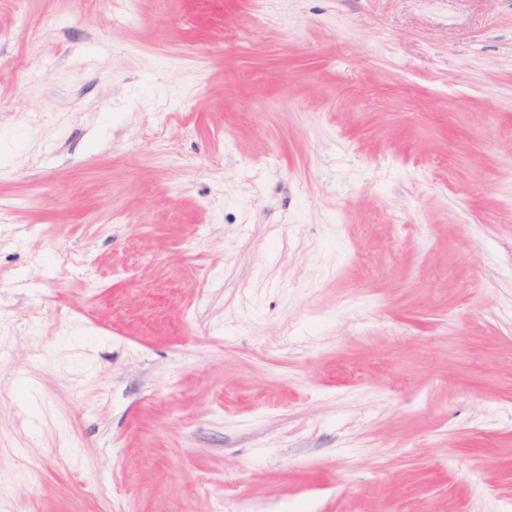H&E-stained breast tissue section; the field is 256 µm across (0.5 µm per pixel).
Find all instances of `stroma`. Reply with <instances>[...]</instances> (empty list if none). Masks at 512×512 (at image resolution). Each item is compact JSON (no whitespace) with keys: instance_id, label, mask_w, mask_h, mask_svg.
Instances as JSON below:
<instances>
[{"instance_id":"35a3bbf8","label":"stroma","mask_w":512,"mask_h":512,"mask_svg":"<svg viewBox=\"0 0 512 512\" xmlns=\"http://www.w3.org/2000/svg\"><path fill=\"white\" fill-rule=\"evenodd\" d=\"M0 0V512H512V0Z\"/></svg>"}]
</instances>
